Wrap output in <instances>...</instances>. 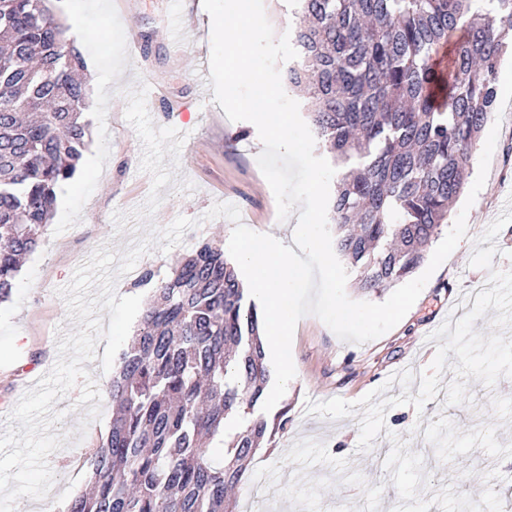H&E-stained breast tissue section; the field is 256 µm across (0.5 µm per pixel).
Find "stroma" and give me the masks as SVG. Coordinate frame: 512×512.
<instances>
[{"mask_svg": "<svg viewBox=\"0 0 512 512\" xmlns=\"http://www.w3.org/2000/svg\"><path fill=\"white\" fill-rule=\"evenodd\" d=\"M197 0H57L55 8L69 28L87 66L88 106L84 118L92 139L74 177L61 183L57 202L39 247L27 257L12 296L0 305V434L30 388L52 370L58 343L77 331L58 288L99 247L125 252L138 239L169 226L177 216L196 220L181 244L169 251L152 246L115 285L120 295H136L143 269L166 277L178 257L201 242L226 245L233 224L206 219L217 203L235 205L249 229L261 233L278 224L274 194L257 156L263 146L252 123L233 122L214 102L209 84L198 83L197 69L210 59L208 14ZM138 49L129 52V39ZM512 195V115L501 118L486 182L471 208L455 201L451 212H466L468 233L432 274L403 320L376 340H340L319 318L304 316L292 340L296 376L286 396L266 419L286 412L285 431L264 440L236 496L251 502L267 492L265 512H392L399 502L384 459L397 435L422 456L431 487L479 499L485 487L503 494V512H512V378L493 387L470 381L471 401L446 405L456 355H449L436 398L423 410L405 405L387 411V433L370 450L358 448L359 416L330 420L308 413V401L360 399L389 384L390 376L428 370L436 344L430 336L445 321L459 320L469 307L473 286L485 285L490 270L470 267L474 242L499 216L501 201ZM85 367L100 393L99 418L67 395L55 401L62 412L53 433L65 436L62 455L72 464L55 471L50 492L65 507L87 487V459L109 430L111 373L99 356ZM451 439L452 450L434 447ZM351 478L337 480L338 470ZM500 476L486 480L490 471Z\"/></svg>", "mask_w": 512, "mask_h": 512, "instance_id": "35a3bbf8", "label": "stroma"}]
</instances>
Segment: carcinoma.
Instances as JSON below:
<instances>
[{
  "label": "carcinoma",
  "mask_w": 512,
  "mask_h": 512,
  "mask_svg": "<svg viewBox=\"0 0 512 512\" xmlns=\"http://www.w3.org/2000/svg\"><path fill=\"white\" fill-rule=\"evenodd\" d=\"M294 2L288 86L306 91L315 135L343 164L336 252L356 288L380 294L422 263L464 189L497 109L512 0ZM85 67L51 0H0V303L86 150ZM136 286L150 298L114 359L111 427L65 512H237L226 493L268 434L257 306L209 242ZM234 417L244 425L216 462L209 445Z\"/></svg>",
  "instance_id": "cac0c4a2"
}]
</instances>
